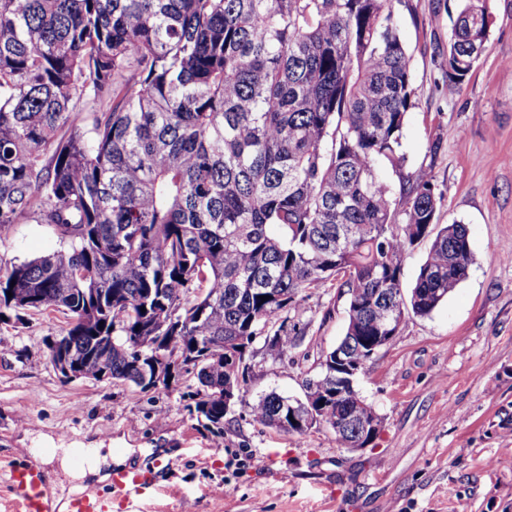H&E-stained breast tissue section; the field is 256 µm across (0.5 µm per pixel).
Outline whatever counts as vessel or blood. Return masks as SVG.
Here are the masks:
<instances>
[{"label": "vessel or blood", "instance_id": "vessel-or-blood-1", "mask_svg": "<svg viewBox=\"0 0 512 512\" xmlns=\"http://www.w3.org/2000/svg\"><path fill=\"white\" fill-rule=\"evenodd\" d=\"M169 465L155 461L150 466L113 470L107 493L87 489L77 493L70 512H113L149 492L164 489ZM7 483L14 495L15 512H50L51 496L43 476L31 465L11 467Z\"/></svg>", "mask_w": 512, "mask_h": 512}]
</instances>
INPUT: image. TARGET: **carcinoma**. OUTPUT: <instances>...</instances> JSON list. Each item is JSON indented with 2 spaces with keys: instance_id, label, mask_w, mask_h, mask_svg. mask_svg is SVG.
<instances>
[{
  "instance_id": "cac0c4a2",
  "label": "carcinoma",
  "mask_w": 512,
  "mask_h": 512,
  "mask_svg": "<svg viewBox=\"0 0 512 512\" xmlns=\"http://www.w3.org/2000/svg\"><path fill=\"white\" fill-rule=\"evenodd\" d=\"M462 2L439 61L457 82L490 24L487 0ZM402 3L0 0V234L30 218L61 244L0 265V314L68 310L60 343L87 379L194 377L186 408L216 438L254 343L280 362L299 345L288 320L308 291L346 296L340 349L430 315L473 255L464 224L436 229L431 168L404 172ZM430 236L405 296V255ZM360 401L317 376L252 414L302 435L290 407L330 430Z\"/></svg>"
}]
</instances>
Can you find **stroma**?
I'll use <instances>...</instances> for the list:
<instances>
[{
	"label": "stroma",
	"mask_w": 512,
	"mask_h": 512,
	"mask_svg": "<svg viewBox=\"0 0 512 512\" xmlns=\"http://www.w3.org/2000/svg\"><path fill=\"white\" fill-rule=\"evenodd\" d=\"M408 4L401 33L417 105L407 166H432L440 221L467 225L473 263L440 307L406 318L359 374L382 420L376 439L342 448L325 427L296 435L253 418L265 393L302 396L320 351L343 336L346 300L320 288L298 315L304 337L288 359L257 354L220 439L186 409L196 380L145 392L66 383L47 350L66 315L0 322V467L29 448L81 445L124 449L132 466L173 461L180 496L159 495L143 512H512V0H488L487 47L461 83L436 64L460 0ZM58 247L52 228L26 220L0 235V263Z\"/></svg>",
	"instance_id": "1"
}]
</instances>
